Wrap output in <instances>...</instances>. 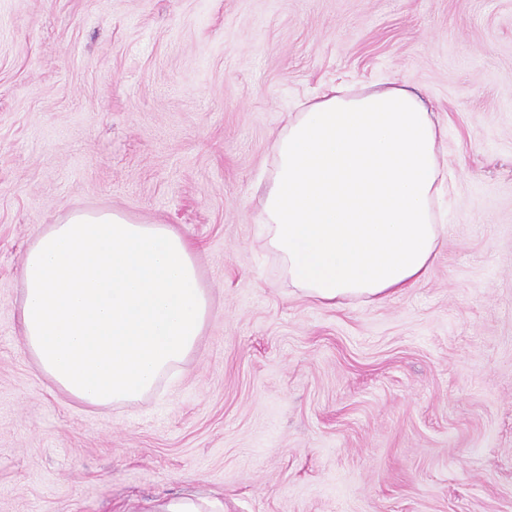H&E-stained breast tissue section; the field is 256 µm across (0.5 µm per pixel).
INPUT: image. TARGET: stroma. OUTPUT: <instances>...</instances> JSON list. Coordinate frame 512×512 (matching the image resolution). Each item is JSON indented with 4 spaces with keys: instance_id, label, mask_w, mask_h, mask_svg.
Masks as SVG:
<instances>
[{
    "instance_id": "1",
    "label": "stroma",
    "mask_w": 512,
    "mask_h": 512,
    "mask_svg": "<svg viewBox=\"0 0 512 512\" xmlns=\"http://www.w3.org/2000/svg\"><path fill=\"white\" fill-rule=\"evenodd\" d=\"M397 80L446 128L428 277L332 308L259 221L275 134ZM172 225L212 297L176 382L58 393L20 258L70 210ZM512 512V0H0V512ZM131 512H224V498H200L188 494L164 495L144 500Z\"/></svg>"
}]
</instances>
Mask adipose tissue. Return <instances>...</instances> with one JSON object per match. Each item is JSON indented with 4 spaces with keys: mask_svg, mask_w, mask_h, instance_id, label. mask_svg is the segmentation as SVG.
I'll list each match as a JSON object with an SVG mask.
<instances>
[{
    "mask_svg": "<svg viewBox=\"0 0 512 512\" xmlns=\"http://www.w3.org/2000/svg\"><path fill=\"white\" fill-rule=\"evenodd\" d=\"M422 96L396 84L327 86L275 136L261 191L267 247L312 301L384 302L425 279L443 239L447 166ZM18 323L53 386L91 407L130 405L173 377L211 314L191 243L167 224L73 211L20 260ZM139 512H224L220 497L164 495Z\"/></svg>",
    "mask_w": 512,
    "mask_h": 512,
    "instance_id": "1",
    "label": "adipose tissue"
}]
</instances>
